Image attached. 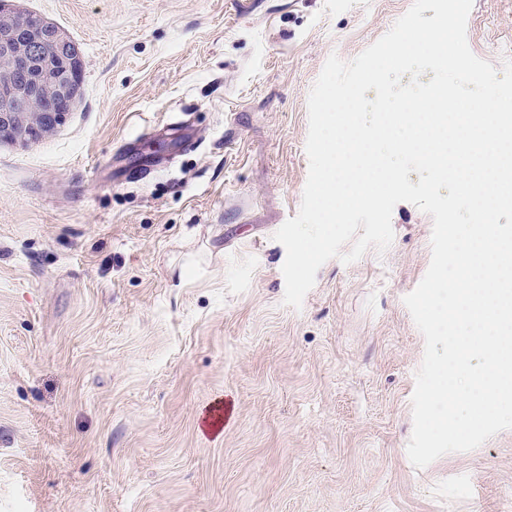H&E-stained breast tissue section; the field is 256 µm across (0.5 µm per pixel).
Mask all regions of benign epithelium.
I'll use <instances>...</instances> for the list:
<instances>
[{
    "mask_svg": "<svg viewBox=\"0 0 512 512\" xmlns=\"http://www.w3.org/2000/svg\"><path fill=\"white\" fill-rule=\"evenodd\" d=\"M27 20L14 5L0 4V66L7 65L14 75L8 94L0 98V139L34 141L43 135L28 109L44 81H51L54 91L67 101V112L76 100V86L69 80L66 64L81 60L79 47L41 19L36 22L39 37L21 36Z\"/></svg>",
    "mask_w": 512,
    "mask_h": 512,
    "instance_id": "benign-epithelium-1",
    "label": "benign epithelium"
}]
</instances>
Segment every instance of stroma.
I'll list each match as a JSON object with an SVG mask.
<instances>
[{
    "label": "stroma",
    "mask_w": 512,
    "mask_h": 512,
    "mask_svg": "<svg viewBox=\"0 0 512 512\" xmlns=\"http://www.w3.org/2000/svg\"><path fill=\"white\" fill-rule=\"evenodd\" d=\"M14 3L84 84L0 141V512H512V429L407 455L431 216L398 203L385 253L283 302L309 93L413 0ZM467 41L512 59V0H474Z\"/></svg>",
    "instance_id": "stroma-1"
}]
</instances>
